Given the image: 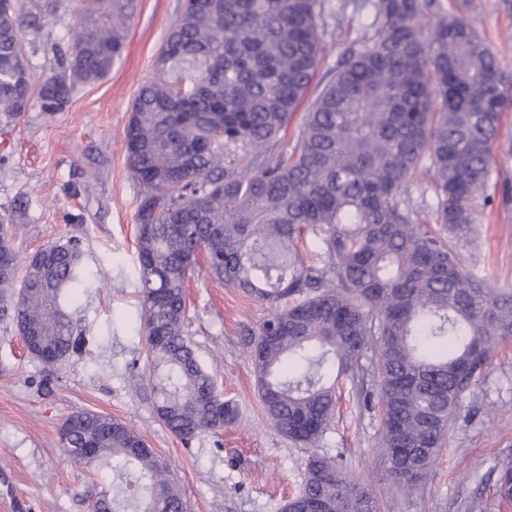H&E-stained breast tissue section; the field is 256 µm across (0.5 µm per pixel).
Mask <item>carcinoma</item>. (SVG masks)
Listing matches in <instances>:
<instances>
[{
	"label": "carcinoma",
	"instance_id": "cac0c4a2",
	"mask_svg": "<svg viewBox=\"0 0 512 512\" xmlns=\"http://www.w3.org/2000/svg\"><path fill=\"white\" fill-rule=\"evenodd\" d=\"M139 0H90L58 70L34 88L27 36L59 0L0 11V117L37 96L58 112L81 85L104 79L123 53ZM435 0H372L375 32L350 44L309 105L293 142L288 123L324 51L320 0H198L182 4L159 73L137 89L125 128L127 166L143 186L136 222L153 410L184 443L221 430L235 408L184 335L186 280L205 246L211 275L264 301L270 316L248 345L263 410L289 439L314 445L336 413V386L371 382L379 455L412 490L434 467L464 394L497 343L512 336V289L488 288L448 238L417 223L408 183L433 172L435 220L471 231L473 196L495 160L512 85L495 55ZM311 234L319 260L298 248ZM48 265L0 271V302L20 299L25 322L62 362L81 333L62 299L87 287L79 240L50 245ZM370 357V365L362 364ZM338 363L337 376L324 370ZM66 453L103 460L112 498L92 512H185L166 462L123 422L79 411L61 426ZM94 446L84 458L79 449ZM358 481L337 458L311 453L301 488L281 509L319 501L363 512ZM496 497L512 500V463Z\"/></svg>",
	"mask_w": 512,
	"mask_h": 512
}]
</instances>
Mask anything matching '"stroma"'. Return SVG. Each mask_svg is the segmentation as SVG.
Segmentation results:
<instances>
[{
  "label": "stroma",
  "mask_w": 512,
  "mask_h": 512,
  "mask_svg": "<svg viewBox=\"0 0 512 512\" xmlns=\"http://www.w3.org/2000/svg\"><path fill=\"white\" fill-rule=\"evenodd\" d=\"M325 50L308 93L315 99L350 42L374 32L369 12L323 0ZM88 0H64L49 17L28 62L34 82L56 67L55 46L71 44ZM182 0H140L123 54L102 81L84 86L64 110L31 100L14 122L0 121V207L15 208L11 240L18 266L37 250L75 237L91 286L65 308L83 331L82 352L55 368L27 353L10 318L0 316V512H91L112 491L108 465L87 467L64 451L60 425L75 411L111 415L166 460L188 512H281L298 492L311 450L267 419L247 353L248 329L267 305L230 288L199 256L185 283L184 330L238 417L224 431L183 443L154 413L143 332L136 212L143 189L126 163L125 127L139 85ZM467 22L512 77V0H439ZM512 155L498 154L472 202L473 231L453 241L469 268L495 288H512ZM336 419L318 442L373 496L378 512H512L494 495L496 470L512 458V338L500 341L465 393L427 478L406 492L376 454L380 418L342 382Z\"/></svg>",
  "instance_id": "35a3bbf8"
}]
</instances>
